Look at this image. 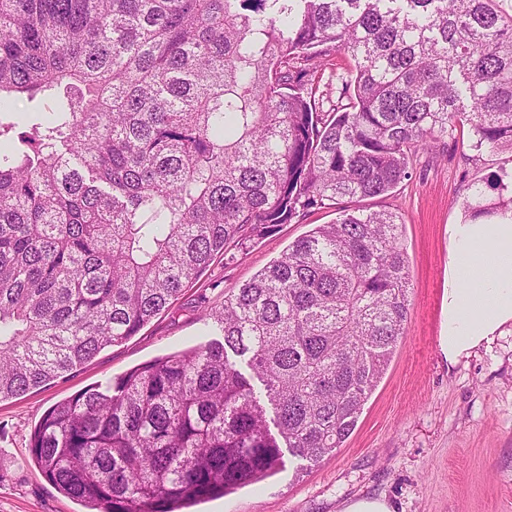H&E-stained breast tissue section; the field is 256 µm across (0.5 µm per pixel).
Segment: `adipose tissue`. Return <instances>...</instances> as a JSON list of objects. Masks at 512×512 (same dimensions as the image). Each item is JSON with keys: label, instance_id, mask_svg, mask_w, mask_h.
I'll use <instances>...</instances> for the list:
<instances>
[{"label": "adipose tissue", "instance_id": "obj_1", "mask_svg": "<svg viewBox=\"0 0 512 512\" xmlns=\"http://www.w3.org/2000/svg\"><path fill=\"white\" fill-rule=\"evenodd\" d=\"M448 323L440 348L457 362L512 325V219L452 230Z\"/></svg>", "mask_w": 512, "mask_h": 512}]
</instances>
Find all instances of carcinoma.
Here are the masks:
<instances>
[{
	"instance_id": "carcinoma-1",
	"label": "carcinoma",
	"mask_w": 512,
	"mask_h": 512,
	"mask_svg": "<svg viewBox=\"0 0 512 512\" xmlns=\"http://www.w3.org/2000/svg\"><path fill=\"white\" fill-rule=\"evenodd\" d=\"M342 52L325 111L310 62ZM21 96L41 100L23 124ZM465 125L512 153L503 0H0V401L136 335L215 254L339 210L203 313L224 342L52 406L41 475L87 512H177L279 471L283 444L342 447L410 291L400 216L345 202L392 194ZM506 176L469 223L512 211Z\"/></svg>"
}]
</instances>
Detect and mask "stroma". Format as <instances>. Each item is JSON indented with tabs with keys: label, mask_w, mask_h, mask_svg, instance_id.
I'll list each match as a JSON object with an SVG mask.
<instances>
[{
	"label": "stroma",
	"mask_w": 512,
	"mask_h": 512,
	"mask_svg": "<svg viewBox=\"0 0 512 512\" xmlns=\"http://www.w3.org/2000/svg\"><path fill=\"white\" fill-rule=\"evenodd\" d=\"M456 145L414 158L391 195L361 200L397 212L411 277L404 335L356 429L315 465L284 455V467L189 512H341L361 498H385L394 512H512V326L448 363L439 338L448 318L451 231L465 220L469 185L503 168L512 154ZM339 212L313 208L235 255L217 254L201 278L135 336L48 385L0 402V512H79L39 472L29 443L47 410L86 388L173 352L223 341L205 309Z\"/></svg>",
	"instance_id": "35a3bbf8"
}]
</instances>
